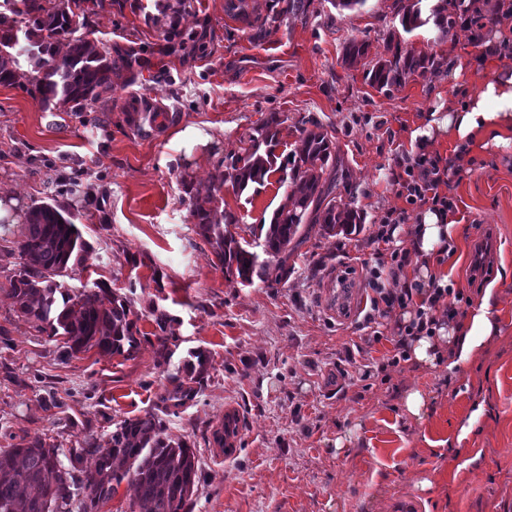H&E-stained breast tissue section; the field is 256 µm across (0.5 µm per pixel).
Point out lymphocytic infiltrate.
<instances>
[{
  "label": "lymphocytic infiltrate",
  "instance_id": "obj_1",
  "mask_svg": "<svg viewBox=\"0 0 512 512\" xmlns=\"http://www.w3.org/2000/svg\"><path fill=\"white\" fill-rule=\"evenodd\" d=\"M466 154L462 148L445 159L423 153L401 159L404 177L397 182V194L405 199L406 205L388 210L373 236L374 243L385 245L389 257L370 270L371 305L383 319L396 309L412 312L413 317L398 323L399 338L393 354L383 358L382 368H395L409 361L410 338L434 336L443 320L454 319L458 314L454 304L448 301L449 296L455 295V288L440 287L433 280L426 284L408 280L405 269L412 263L411 255L408 249L396 246L394 232L398 226L408 223L410 209L426 208L443 215L453 211L454 201L445 189L463 172Z\"/></svg>",
  "mask_w": 512,
  "mask_h": 512
}]
</instances>
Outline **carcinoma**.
I'll return each instance as SVG.
<instances>
[{"label":"carcinoma","instance_id":"cac0c4a2","mask_svg":"<svg viewBox=\"0 0 512 512\" xmlns=\"http://www.w3.org/2000/svg\"><path fill=\"white\" fill-rule=\"evenodd\" d=\"M423 0H396V16L402 30L410 33L432 21L447 36L457 20L472 10L466 0H439L429 16H423ZM106 0H0V84L11 86L20 78L18 59L22 49L33 62L30 94L43 110L70 106L72 112H87L112 91V74L118 63L105 43L90 38L88 19L105 7ZM225 12L247 22L245 0H227ZM364 42L350 40L342 47V63L357 65L366 55ZM389 56L379 58L365 73L368 85L389 93L405 86L413 76L440 69L443 62L432 53L405 49L401 42L388 45ZM273 112L248 136L249 147L227 163H219L208 186L184 185L191 195L194 231L207 241L215 258L214 267L246 286L263 269L254 247L277 257L304 229L318 228L322 237L361 231L363 216L355 207L354 193L348 199L336 195L344 176L336 164V142L324 127L300 129L298 150L280 158ZM273 173L285 188L284 202L269 223L256 225L254 242H241L229 230L238 223L234 213L224 212V221L213 216L205 204L229 181L239 196L258 192ZM74 215L58 201L32 205L20 225L16 250L19 268L9 278L17 316L35 332L57 343L59 354L71 360L93 348L102 353L134 357L140 344V329L130 318L131 300L103 280L92 285H69L76 269L83 266L91 244L73 222ZM158 333L159 364H169L174 351L171 318L152 308ZM184 364L186 377L168 376L171 388L164 402L175 408L198 393L208 375L210 356L191 352ZM11 443L0 449V512H101L117 486L127 482L135 496L129 512H191L198 459L181 438L166 434L162 419L154 412L115 423L110 448L97 450L94 437L86 436L78 446L63 449L47 435L17 434L6 427L0 434ZM94 467L84 468L87 458Z\"/></svg>","mask_w":512,"mask_h":512}]
</instances>
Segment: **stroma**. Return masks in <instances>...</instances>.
Masks as SVG:
<instances>
[{
  "label": "stroma",
  "instance_id": "obj_1",
  "mask_svg": "<svg viewBox=\"0 0 512 512\" xmlns=\"http://www.w3.org/2000/svg\"><path fill=\"white\" fill-rule=\"evenodd\" d=\"M247 2L279 21L256 32L225 13L226 0H187L173 27L148 20L136 0L91 16L96 38L128 62L97 108L98 125L82 112L43 110L28 92L27 58L18 83L0 85V199L16 200L22 216L57 197L92 245L77 278L126 293L146 335L130 360L93 349L62 361L14 311L6 287L20 263L19 227L0 223V426L65 449L90 435L105 449L114 422L157 413L167 434L195 448L192 512H512L511 147L475 145L453 192L462 232L447 263L463 292L460 316L483 295L467 282L478 247L488 249L495 285L494 329L479 352L451 370L411 360L348 377L394 350L398 314L378 340L361 324L376 264L371 235L389 208L406 205L394 186L401 156L413 154L412 135L435 106L511 72L512 54L473 77L454 79L445 67L382 94L364 75L389 38L441 59L450 50L478 59L485 46L459 27L404 33L395 0L342 12L311 0L298 16L282 14L281 0ZM352 39L369 51L347 68L342 46ZM272 112L279 154L299 147L305 123L335 137L364 224L357 235L295 239L288 278L269 256L244 286L215 269L183 186L209 184ZM283 200L273 179L241 197L227 183L210 207L235 213L233 231L248 241ZM155 307L174 319L167 365L148 339ZM197 349L211 356L207 380L184 407H166L169 375ZM413 391L426 401L417 417L405 408ZM231 411L243 427L228 458L213 433Z\"/></svg>",
  "mask_w": 512,
  "mask_h": 512
}]
</instances>
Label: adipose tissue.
Returning <instances> with one entry per match:
<instances>
[{
    "mask_svg": "<svg viewBox=\"0 0 512 512\" xmlns=\"http://www.w3.org/2000/svg\"><path fill=\"white\" fill-rule=\"evenodd\" d=\"M437 132L448 135L460 147L469 148L482 140L496 148L512 146V74L484 82L463 103L449 104L447 112H432L419 135L429 139ZM459 232L457 223L428 211L422 215L413 243L422 255L437 254ZM491 299V294H484L464 323L438 329L433 337L415 338L410 347L412 357L420 363L435 364L441 354L440 344L445 341L453 346L458 362L469 361L492 332Z\"/></svg>",
    "mask_w": 512,
    "mask_h": 512,
    "instance_id": "obj_1",
    "label": "adipose tissue"
}]
</instances>
